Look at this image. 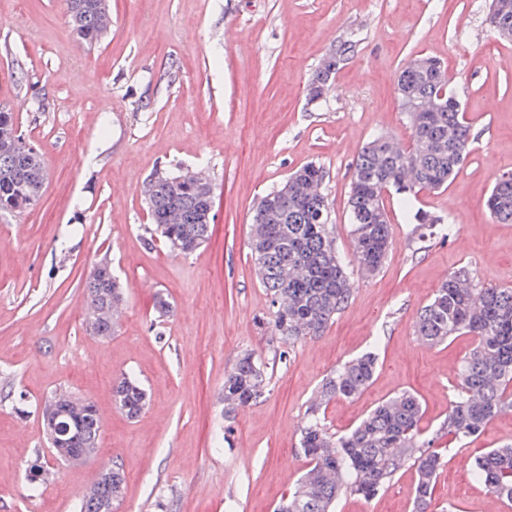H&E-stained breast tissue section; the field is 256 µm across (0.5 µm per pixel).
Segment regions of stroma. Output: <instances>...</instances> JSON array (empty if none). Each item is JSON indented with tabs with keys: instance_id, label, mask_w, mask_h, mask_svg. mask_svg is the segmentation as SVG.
Here are the masks:
<instances>
[{
	"instance_id": "obj_1",
	"label": "stroma",
	"mask_w": 512,
	"mask_h": 512,
	"mask_svg": "<svg viewBox=\"0 0 512 512\" xmlns=\"http://www.w3.org/2000/svg\"><path fill=\"white\" fill-rule=\"evenodd\" d=\"M112 26L82 46L64 0H0V106L45 157L38 206L0 214V512H74L105 464H119L115 512H274L308 468L299 430L323 379L368 350L371 384L323 411L330 431L353 428L377 403L416 393L421 426L448 416L462 335L435 345L414 331L444 273L467 267L481 284L512 288V224L484 203L512 173V41L489 27L488 0H110ZM357 46L323 99L308 104L314 70L344 35ZM80 45V44H79ZM440 59L474 142L447 188L420 191L403 209L385 198L392 244L381 269H358L349 224L353 164L378 133L408 143L395 82L415 56ZM325 168L323 192L336 247L353 278L347 308L322 336L293 345L264 324L271 308L250 258L253 209L300 167ZM164 166L204 172L214 189L208 243L184 256L146 242L144 181ZM450 224L418 238L411 211ZM109 257L124 286L125 316L111 339L86 331L84 281ZM170 305L154 308L157 296ZM267 365L259 402L224 414V377L236 356ZM135 374L148 401L130 419L112 383ZM69 391L103 417L96 456L56 460L41 401ZM512 444L503 413L467 444L444 447L436 512H506L459 473ZM41 461L50 478L32 488ZM416 474L403 466L386 491L343 493L334 512H411Z\"/></svg>"
}]
</instances>
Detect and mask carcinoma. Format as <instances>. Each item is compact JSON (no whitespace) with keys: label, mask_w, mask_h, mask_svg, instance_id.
I'll return each instance as SVG.
<instances>
[{"label":"carcinoma","mask_w":512,"mask_h":512,"mask_svg":"<svg viewBox=\"0 0 512 512\" xmlns=\"http://www.w3.org/2000/svg\"><path fill=\"white\" fill-rule=\"evenodd\" d=\"M69 23L77 36L98 42L109 24L100 19L107 0H65ZM489 25L497 35L512 33V14L489 9ZM398 101L434 102L435 112L406 113L411 132L407 150L389 147L391 136L378 134L360 151L354 164L348 200L351 233L358 267L373 274L384 263L392 227L384 193L393 189L404 207L415 189L438 191L461 168L473 141L471 125L457 98L448 92L440 62L408 63L400 72ZM326 171L308 164L288 178V184L260 198L253 215L266 217L252 224L250 256L272 308L271 335L284 344L322 335L347 306L353 282L336 248L328 202L322 188ZM45 174L38 160L0 142V213L23 212L37 206ZM143 199L151 224L150 239H161L180 253L196 251L212 234L214 195L195 182V174L170 172L166 182L143 185ZM499 222L512 223V179L498 178L486 200ZM417 223L442 234L448 225L427 212L414 214ZM111 262L103 257L85 281L86 322L89 333L102 339L115 331L113 312L123 302L120 282L109 276ZM415 332L429 343L468 335L474 346L459 368V384L448 419L439 434L429 438L420 429L422 404L413 393L400 392L371 410L351 431L334 435L321 418L330 401L360 395L372 381L377 357L372 351L351 359L330 373L309 405L300 429L299 448L309 467L277 512H333L336 499L349 491L365 499L378 495L406 463L417 475L414 512H429L436 479L445 466L439 435L466 442L480 435L499 414L512 412V288L481 286L465 267L452 271L433 299L417 313ZM266 389L264 363L251 351L239 354L224 378V415L257 401ZM69 410L82 414L72 448H96L102 423L97 408L86 398L63 392ZM146 390L133 377L112 385V401L129 418L144 409ZM471 475L503 502L512 505V445L479 457ZM104 480L92 483L79 497L78 512H100L109 495Z\"/></svg>","instance_id":"carcinoma-1"}]
</instances>
